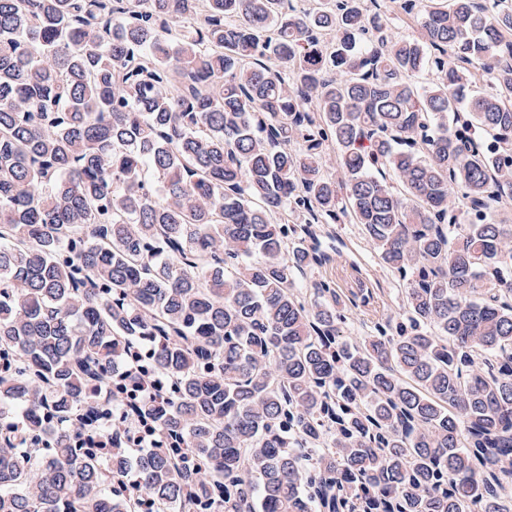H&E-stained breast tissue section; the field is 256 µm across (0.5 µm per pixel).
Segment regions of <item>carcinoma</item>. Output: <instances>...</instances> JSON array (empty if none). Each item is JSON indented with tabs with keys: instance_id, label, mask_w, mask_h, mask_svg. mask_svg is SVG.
Wrapping results in <instances>:
<instances>
[{
	"instance_id": "carcinoma-1",
	"label": "carcinoma",
	"mask_w": 512,
	"mask_h": 512,
	"mask_svg": "<svg viewBox=\"0 0 512 512\" xmlns=\"http://www.w3.org/2000/svg\"><path fill=\"white\" fill-rule=\"evenodd\" d=\"M399 9L0 0V512H512V0ZM336 240L326 239L325 246L337 247L344 255L335 256L330 263L316 268L308 275V283L329 282L345 300L356 302L358 319L354 325L344 328L347 336H355L354 329L365 326L401 312L396 298L399 288L396 280L383 270L371 249L363 240L358 224H330ZM340 240L341 242H338ZM123 381L127 383L133 391L140 394L143 402L149 406L159 407V404L163 400V387L164 383L160 376L152 379L145 380L142 377V373L135 367L133 362L124 360L121 368V374ZM160 443L154 439L153 432L150 430H144L141 435L136 434L133 437L131 446L126 448L127 457L129 460V471L127 476L131 479L134 475L137 462L141 457L142 453L148 451L151 448H158Z\"/></svg>"
}]
</instances>
